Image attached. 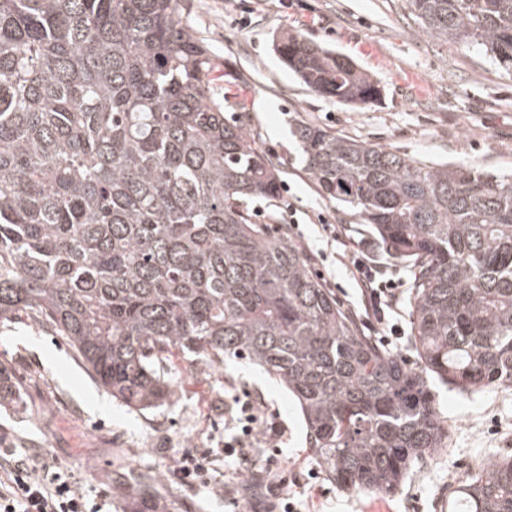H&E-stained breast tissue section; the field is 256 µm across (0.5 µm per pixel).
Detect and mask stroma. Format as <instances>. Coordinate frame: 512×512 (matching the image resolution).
<instances>
[{
  "label": "stroma",
  "mask_w": 512,
  "mask_h": 512,
  "mask_svg": "<svg viewBox=\"0 0 512 512\" xmlns=\"http://www.w3.org/2000/svg\"><path fill=\"white\" fill-rule=\"evenodd\" d=\"M181 13L220 61L213 74L219 92L244 103L252 133L280 170L285 192L273 203L253 200L252 210L267 224L295 221L293 240L319 251L321 278L360 320L368 314L348 250L328 244L318 216L347 225L358 241L367 228L353 210L320 196L295 162L291 121L428 162L512 171V75L477 49L418 37L407 0H182ZM287 30L356 61L380 83L381 103L343 107L309 90L272 51L273 36ZM395 267L403 336L385 348L411 362L412 273L403 261ZM171 378L172 403L135 410L95 384L65 342L37 321L0 323V448L54 463L102 512L127 508L112 492L116 480L152 484L167 512H269L264 482L272 477L287 482L298 512H448L449 484L512 455V386L461 393L437 385L447 451L414 466L395 495L347 491L328 481L292 400L259 367L232 358ZM235 394L255 399L263 420L286 429L278 447L258 442L242 466L224 455V400ZM188 455L208 467L189 483L176 473Z\"/></svg>",
  "instance_id": "obj_1"
}]
</instances>
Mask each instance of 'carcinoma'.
<instances>
[{
    "instance_id": "carcinoma-1",
    "label": "carcinoma",
    "mask_w": 512,
    "mask_h": 512,
    "mask_svg": "<svg viewBox=\"0 0 512 512\" xmlns=\"http://www.w3.org/2000/svg\"><path fill=\"white\" fill-rule=\"evenodd\" d=\"M181 0H0V321L34 317L128 407L173 400L165 359L260 367L294 397L327 479L396 493L448 447L434 381L512 386V173L427 163L291 124L321 195L413 269V364L387 352L288 234L255 222L279 170ZM421 37L512 72V0H409ZM282 64L345 106L383 89L297 34ZM148 488L127 512H156ZM448 512H512V456L448 491Z\"/></svg>"
}]
</instances>
